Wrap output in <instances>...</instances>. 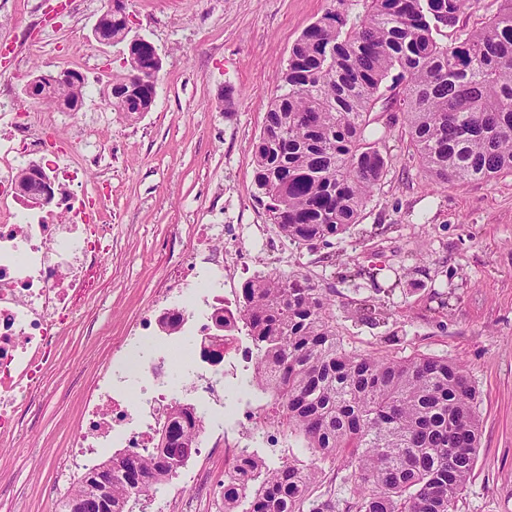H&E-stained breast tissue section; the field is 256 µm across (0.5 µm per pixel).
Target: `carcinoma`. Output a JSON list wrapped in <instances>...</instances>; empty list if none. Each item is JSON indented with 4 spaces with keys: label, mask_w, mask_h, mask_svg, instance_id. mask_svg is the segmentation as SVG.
I'll return each mask as SVG.
<instances>
[{
    "label": "carcinoma",
    "mask_w": 512,
    "mask_h": 512,
    "mask_svg": "<svg viewBox=\"0 0 512 512\" xmlns=\"http://www.w3.org/2000/svg\"><path fill=\"white\" fill-rule=\"evenodd\" d=\"M363 2L364 12L333 8L303 32L253 146L258 202L299 244L344 235L386 175L387 131L372 127L373 110L394 70L406 81L397 95L413 157L433 183L512 172V0L450 47L437 35L470 0ZM98 22L102 39L125 42L118 13L105 11ZM129 55L149 78L150 47L133 45ZM153 94L146 82L115 106L146 112ZM241 296L258 351L253 384L277 397L274 423L302 436L309 455L276 466L246 456V485L224 486V512H452L479 442L477 390L466 370L440 356L346 349L330 294L303 274L257 276ZM357 313L374 324L386 318L368 300ZM196 447L193 428L172 426L165 447L125 452V475L112 477V512H131L137 477L151 478L143 492L160 489ZM338 458L349 474L314 495Z\"/></svg>",
    "instance_id": "obj_1"
}]
</instances>
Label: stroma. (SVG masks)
<instances>
[{
    "instance_id": "35a3bbf8",
    "label": "stroma",
    "mask_w": 512,
    "mask_h": 512,
    "mask_svg": "<svg viewBox=\"0 0 512 512\" xmlns=\"http://www.w3.org/2000/svg\"><path fill=\"white\" fill-rule=\"evenodd\" d=\"M105 2L73 0L70 16L21 47V76L0 96V114L23 110L35 132L59 131V146L80 141L99 154L98 167L69 190L88 197L110 227L104 276L64 329L14 442L0 446V512H60L57 478L110 364L108 342L152 307L201 224L223 225L225 247L251 266L305 274L327 289L346 348L462 364L479 393L481 437L454 512H512V174L432 185L402 112L380 103L387 174L360 224L328 244H294L257 201L253 145L290 49L336 0H127L131 26L163 64L150 111L132 117L107 95L125 72L123 49L92 36ZM40 17L39 0H0V40ZM73 63L86 78L79 112L23 96L31 74ZM237 224L265 233L238 237ZM363 268L375 281L360 277ZM436 291L448 293V308L432 301ZM370 296L389 312L383 323L355 314Z\"/></svg>"
}]
</instances>
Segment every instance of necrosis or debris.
I'll list each match as a JSON object with an SVG mask.
<instances>
[{
    "instance_id": "4bbe7bcc",
    "label": "necrosis or debris",
    "mask_w": 512,
    "mask_h": 512,
    "mask_svg": "<svg viewBox=\"0 0 512 512\" xmlns=\"http://www.w3.org/2000/svg\"><path fill=\"white\" fill-rule=\"evenodd\" d=\"M8 127L0 142V442L13 438L19 410L54 366L59 330L89 291L92 267L104 263L102 241L109 233L107 225L90 223L85 199L75 195L62 201L59 212L34 211L17 191V170L53 183L76 179L78 167L62 161L52 135L32 137L20 113H11ZM223 232L219 224L199 225L192 254L175 274L178 293L162 292L155 307L111 347L121 362L145 341L188 340L189 401L171 392L175 360L165 353L136 363L138 402L124 399L120 376L104 375L84 406L85 423L71 445L72 467L95 460L104 448L154 447L161 422L180 410L191 414L199 448L223 457L226 478L238 477L247 443L261 438L287 447V437L268 431L265 410L249 401L243 414L252 432L241 438L224 430L222 392L248 362L239 308L225 296L224 280L248 262L235 250L214 255Z\"/></svg>"
}]
</instances>
